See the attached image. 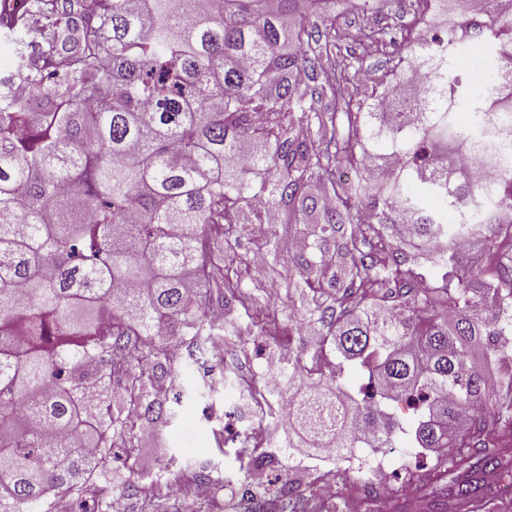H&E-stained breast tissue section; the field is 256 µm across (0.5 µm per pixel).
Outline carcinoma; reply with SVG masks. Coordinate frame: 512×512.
Instances as JSON below:
<instances>
[{
  "instance_id": "obj_1",
  "label": "carcinoma",
  "mask_w": 512,
  "mask_h": 512,
  "mask_svg": "<svg viewBox=\"0 0 512 512\" xmlns=\"http://www.w3.org/2000/svg\"><path fill=\"white\" fill-rule=\"evenodd\" d=\"M482 2L415 0L418 18H450L427 42L370 24L378 50L408 49L381 103L333 24L317 22L324 0H34L48 24L0 29L16 59L0 75V512L83 503L90 479L112 486L116 448L134 470L136 420L162 413L181 377L169 337L200 354L223 336L207 320L214 300H246L212 244L264 223L257 196L311 217L313 247L342 234L341 259L305 260L336 309L302 321L367 375L352 396L337 365L336 390L302 395L288 427L338 463L408 435L439 449L450 477L434 507L487 508L512 480L493 444L512 428V165L499 162L512 141V0L489 16ZM467 43L491 60L481 90L452 67ZM415 65L426 92L396 97ZM316 67L311 89L300 74ZM339 110L359 134H340ZM303 123L321 144L294 134ZM474 150L492 181L458 161ZM401 217L435 282L402 269L387 233ZM445 305L450 321L436 314ZM476 344L502 368L493 392Z\"/></svg>"
}]
</instances>
